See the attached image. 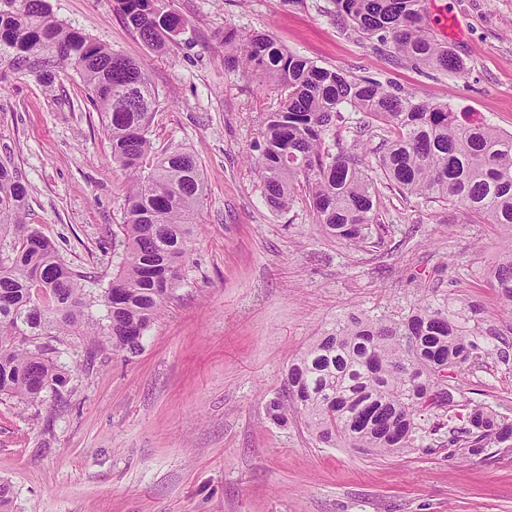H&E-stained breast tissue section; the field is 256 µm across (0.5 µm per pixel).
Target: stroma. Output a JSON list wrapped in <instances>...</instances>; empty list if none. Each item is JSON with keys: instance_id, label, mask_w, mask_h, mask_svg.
Returning a JSON list of instances; mask_svg holds the SVG:
<instances>
[{"instance_id": "1", "label": "stroma", "mask_w": 512, "mask_h": 512, "mask_svg": "<svg viewBox=\"0 0 512 512\" xmlns=\"http://www.w3.org/2000/svg\"><path fill=\"white\" fill-rule=\"evenodd\" d=\"M67 26L147 64L160 107L156 150L201 164L208 194L173 296L135 356L71 336L62 398L0 396V478L14 512H512V448L464 459L426 422L419 449L366 456L324 448L301 419L273 423L292 360L337 318L401 312L420 296L473 305L481 347L512 345V306L485 276L512 234L463 207L381 186L364 247L326 237L302 205L275 213L248 157L270 88L228 70L224 27L271 34L288 50L358 80L448 104L512 133V0H424L462 75L392 56L339 21L332 0H163L186 30L165 54L147 48L114 0H47ZM28 190L24 220L107 287L123 236L126 175L99 112L72 70L51 85L9 76L0 91V156ZM450 426L482 404L512 415V361L475 360Z\"/></svg>"}]
</instances>
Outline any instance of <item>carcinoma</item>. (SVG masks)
<instances>
[{"label": "carcinoma", "mask_w": 512, "mask_h": 512, "mask_svg": "<svg viewBox=\"0 0 512 512\" xmlns=\"http://www.w3.org/2000/svg\"><path fill=\"white\" fill-rule=\"evenodd\" d=\"M125 23L163 53L185 28L159 0H115ZM336 16L395 57L461 74L465 63L432 33L422 0H334ZM226 63L277 90L264 113L259 154L268 206L300 200L331 238L363 247L375 223L378 182L426 202H449L512 233V134L466 112L415 101L370 81L350 79L289 51L265 32L224 27ZM79 74L103 116L112 161L126 172L121 260L95 296L54 244L26 224L27 187L11 157H0V395L37 404L62 397L70 370L51 342L101 338L137 354L162 316L188 254L206 194L193 153L157 152L151 125L159 97L145 65L65 26L47 0H0V82L7 73L49 81ZM382 124L384 149L367 164L326 141L342 112ZM512 304V251L486 275ZM105 314L97 317L92 307ZM463 309L425 300L406 315L353 313L324 328L287 371V398L265 404L285 425L299 416L327 448L398 454L418 448L421 421L456 406V383L479 350L481 335ZM469 427L448 437L464 458L491 446L512 448V417L476 406Z\"/></svg>", "instance_id": "1"}]
</instances>
